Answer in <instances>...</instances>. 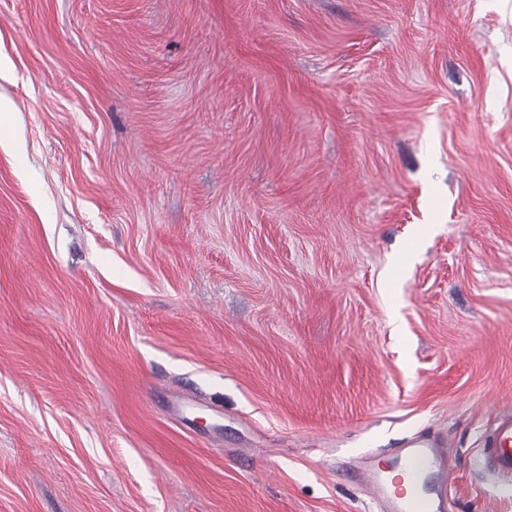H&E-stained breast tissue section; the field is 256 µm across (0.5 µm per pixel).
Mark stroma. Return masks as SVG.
<instances>
[{
	"instance_id": "obj_1",
	"label": "stroma",
	"mask_w": 512,
	"mask_h": 512,
	"mask_svg": "<svg viewBox=\"0 0 512 512\" xmlns=\"http://www.w3.org/2000/svg\"><path fill=\"white\" fill-rule=\"evenodd\" d=\"M0 512H512V0H0ZM485 455L496 468V473L512 477V418H502L484 448ZM446 446L447 441L440 436L414 437L395 449L386 469L370 466L364 471V483L373 497L386 506L383 512H444L448 499ZM397 469L401 473L389 481L385 473ZM428 477H432V484Z\"/></svg>"
}]
</instances>
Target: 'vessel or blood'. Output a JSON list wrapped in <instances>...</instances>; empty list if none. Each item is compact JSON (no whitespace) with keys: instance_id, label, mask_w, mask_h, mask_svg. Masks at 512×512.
Instances as JSON below:
<instances>
[{"instance_id":"vessel-or-blood-1","label":"vessel or blood","mask_w":512,"mask_h":512,"mask_svg":"<svg viewBox=\"0 0 512 512\" xmlns=\"http://www.w3.org/2000/svg\"><path fill=\"white\" fill-rule=\"evenodd\" d=\"M447 442L440 436H419L394 452L390 468H368L363 481L373 497L384 505V512H444L448 499ZM485 454L496 472L512 477V418H502L488 440Z\"/></svg>"}]
</instances>
